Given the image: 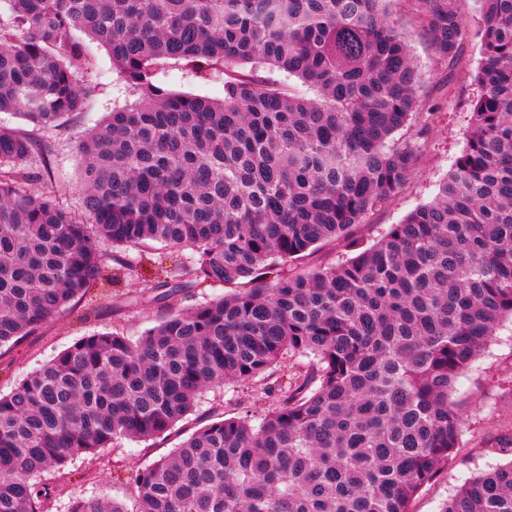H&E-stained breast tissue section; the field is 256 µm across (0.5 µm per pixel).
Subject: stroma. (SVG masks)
<instances>
[{"instance_id":"obj_1","label":"stroma","mask_w":512,"mask_h":512,"mask_svg":"<svg viewBox=\"0 0 512 512\" xmlns=\"http://www.w3.org/2000/svg\"><path fill=\"white\" fill-rule=\"evenodd\" d=\"M393 14L409 34L411 54L423 74L422 99L432 105L436 118L405 189L375 212L360 233L374 243L385 229L400 223L417 205L431 200L438 186L464 150L470 135V103L478 95L477 72L481 61L478 43L464 44L454 64L439 59L427 28L414 11V0H395ZM97 68L80 73L86 89V106L57 127L42 129L27 124L19 115L0 112V125L16 128L50 143L48 162L33 160V190L50 183H76L80 159L74 150L77 137L103 122L113 109L132 103L133 97L117 83L105 50H97ZM139 276L123 278L113 286L111 299L88 295L74 310L61 313L40 334L28 338L0 358V393H8L31 371L51 360L77 339L97 332L140 335L160 313L159 304L137 302ZM463 413L461 444L454 459L434 481L420 489L409 504L410 512H441L457 488L475 474L502 463L503 458L486 448L487 433L512 429V323L502 322L491 342L481 351L473 369L462 377L454 394ZM267 407L255 383L227 390L215 387L204 392L195 414L179 422L171 434L155 444L122 440L103 449L95 458L76 459L74 475L64 496L51 512H66L70 500L90 496L116 497L133 505L131 474L168 453L193 429L206 423L212 412L234 416L243 412L258 416Z\"/></svg>"}]
</instances>
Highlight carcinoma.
I'll list each match as a JSON object with an SVG mask.
<instances>
[{"label": "carcinoma", "mask_w": 512, "mask_h": 512, "mask_svg": "<svg viewBox=\"0 0 512 512\" xmlns=\"http://www.w3.org/2000/svg\"><path fill=\"white\" fill-rule=\"evenodd\" d=\"M393 0H0V112L39 128L85 104L75 66L106 50L136 96L78 137L84 216L35 193L50 144L0 125V357L113 276L99 242L176 252L142 280L163 304L136 337L85 336L0 394V512H49L74 457L149 441L215 385L262 381L258 423L220 416L130 477L135 509L409 512L460 448L456 383L512 321V0H416L438 57L481 46L471 133L438 193L372 245L356 229L407 185L433 124ZM224 98L168 88L180 66ZM276 70L310 94L259 74ZM345 258L284 273L324 242ZM229 292L187 309L202 284ZM304 360L288 381L284 357ZM505 463L441 512H512Z\"/></svg>", "instance_id": "1"}]
</instances>
